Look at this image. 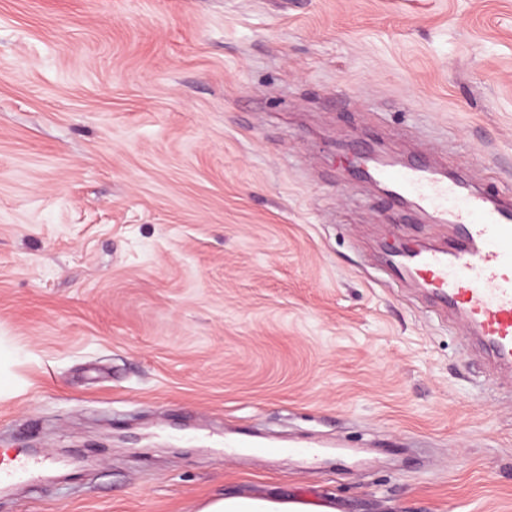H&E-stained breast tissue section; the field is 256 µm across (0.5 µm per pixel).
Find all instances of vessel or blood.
<instances>
[{
    "mask_svg": "<svg viewBox=\"0 0 512 512\" xmlns=\"http://www.w3.org/2000/svg\"><path fill=\"white\" fill-rule=\"evenodd\" d=\"M392 200L413 202L437 224L459 232L429 247H409L388 276L422 282L444 304L461 310L467 326L512 366V198L448 179L430 162L399 163L380 172Z\"/></svg>",
    "mask_w": 512,
    "mask_h": 512,
    "instance_id": "b4317fda",
    "label": "vessel or blood"
}]
</instances>
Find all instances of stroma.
<instances>
[{"label": "stroma", "mask_w": 512, "mask_h": 512, "mask_svg": "<svg viewBox=\"0 0 512 512\" xmlns=\"http://www.w3.org/2000/svg\"><path fill=\"white\" fill-rule=\"evenodd\" d=\"M384 144L512 189V0H0V512H512V380L388 284L448 225ZM199 512H336V509L282 498L224 496L207 502Z\"/></svg>", "instance_id": "obj_1"}]
</instances>
